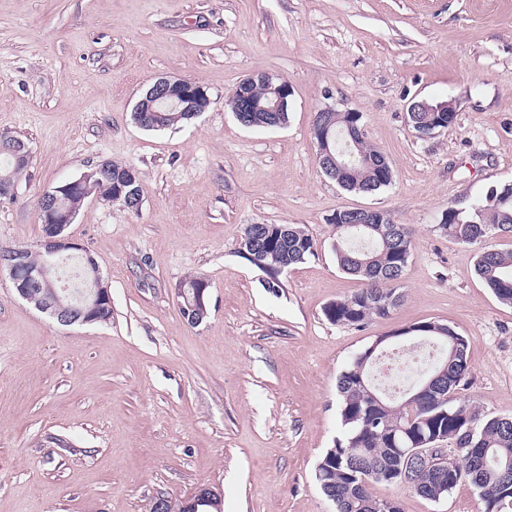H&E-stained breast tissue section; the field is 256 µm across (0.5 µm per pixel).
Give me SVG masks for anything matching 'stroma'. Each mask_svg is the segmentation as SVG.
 Wrapping results in <instances>:
<instances>
[{"label": "stroma", "instance_id": "obj_1", "mask_svg": "<svg viewBox=\"0 0 512 512\" xmlns=\"http://www.w3.org/2000/svg\"><path fill=\"white\" fill-rule=\"evenodd\" d=\"M268 73L292 87L287 125L242 126L226 105ZM161 76L204 86L189 124L139 127ZM451 102L422 137L411 101ZM325 107L362 113L392 184L341 189L312 137ZM30 166L0 200V246L36 247L40 196L103 160L133 166L138 211L90 195L68 234L112 293L107 325L60 326L0 279V512H146L199 486L218 512H336L316 466L343 431L337 379L385 336L438 321L464 336L459 396L512 416V306L475 273V247L438 224L512 183V0H0V132ZM373 207L415 239L401 303L363 327L323 310L361 283L337 266L336 210ZM298 224L315 257L280 275L238 251L249 224ZM208 284L209 315L177 290ZM402 512H483L466 484L440 502L374 484ZM201 282H205V281L202 279H199V278H188L184 283L181 284V286H180V288H178V292H177L178 297L183 298L184 302H185V305H183V303L180 302L181 309H183L185 311L184 317L186 319H189L187 321L192 325H199L203 321L204 315H198L196 313L195 305H196L197 300H199L200 302L203 301V295H204L205 291H206V293H205V297H204V306H205L207 313L209 311V306L207 303V301H208L207 290H206V289H208V284L205 282L207 284V288H198V286ZM184 288H187V290L191 291V293H192V290H194V288H196V290L193 293V298L190 299L188 297L186 290ZM191 293H189V295H191Z\"/></svg>", "mask_w": 512, "mask_h": 512}]
</instances>
